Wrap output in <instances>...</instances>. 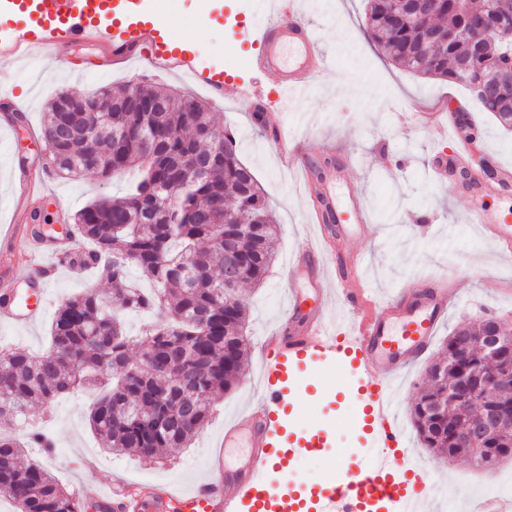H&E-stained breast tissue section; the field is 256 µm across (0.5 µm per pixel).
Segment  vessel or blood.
I'll use <instances>...</instances> for the list:
<instances>
[{
    "label": "vessel or blood",
    "mask_w": 512,
    "mask_h": 512,
    "mask_svg": "<svg viewBox=\"0 0 512 512\" xmlns=\"http://www.w3.org/2000/svg\"><path fill=\"white\" fill-rule=\"evenodd\" d=\"M162 0H0V66L28 57L50 55L85 43L99 50L103 63L129 61L147 54L157 73L176 74L223 97L232 86L223 63L213 61L198 43L183 39L173 19L161 13ZM299 0H274V15L258 40L253 66L274 74L281 94L305 96L323 70L315 30L297 20ZM473 145L460 139L454 151L434 158L429 170L444 183L468 171ZM48 174L35 167L23 170L19 190L24 198L39 195ZM512 188V169L498 166L493 178L470 173L460 191L478 198L500 195ZM335 219L324 241L345 240L371 222L362 192L346 171L329 169L320 185L316 220ZM468 221L512 255V212L484 205L474 207ZM318 247L307 244L296 264L314 290L315 307L305 310L296 291H289L285 321L264 340L257 402L225 424L221 452L212 457L207 477L194 488L176 492L159 486L130 485L99 493V512H423L427 501L441 493L425 477L407 482L398 473L406 451L396 423L391 382L430 352L433 339L448 316L455 297L446 285L424 280L404 282L395 294L370 300L363 286L364 261L337 252L334 273H325ZM14 285L0 290V320L30 326L43 315L48 284L65 267V255L33 249ZM340 296L352 316L343 325L327 324L322 311ZM334 368L346 376L345 387L366 420L367 453L355 463L337 459L336 471L318 490L294 492L288 504L274 500L267 489L273 472L290 466L293 456L316 454L327 442L319 433L288 437L289 395L302 391L303 376L313 366Z\"/></svg>",
    "instance_id": "vessel-or-blood-1"
}]
</instances>
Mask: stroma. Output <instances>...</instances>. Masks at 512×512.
<instances>
[{
	"mask_svg": "<svg viewBox=\"0 0 512 512\" xmlns=\"http://www.w3.org/2000/svg\"><path fill=\"white\" fill-rule=\"evenodd\" d=\"M223 3V17L212 23L199 19L201 0H165L164 14L177 21L180 34L191 36L216 58L243 57V64L228 68L239 91L234 101L209 100L206 91L176 75L146 76L137 62L103 71L97 50L87 45L66 47L53 56H33L20 66L0 69V86L10 88L29 106L26 130L0 120V236L24 235L32 224L29 211L12 207L13 168L44 157L40 128L46 104L58 90L87 94L102 86L116 90L148 83L208 100L214 125L236 138L239 157L253 169L279 224L278 256L265 283L240 291L248 313L244 331L248 371L257 374L263 340L282 320L297 252L314 223L295 169L284 164L272 136L251 120L250 106L259 99L285 111L286 132L301 140L312 159H322L321 142L342 144L338 156L364 189L373 218L364 234L346 239L343 247L363 256L367 284L376 297L388 296L412 278L447 276L457 301L434 338L437 349L456 326L476 318L493 317L512 327V260L497 256L468 224L473 199L460 197L455 183L430 181L427 161L436 152L450 150L452 142L417 124L412 115L426 111L437 120L448 110L466 108L482 131L483 149L506 165H512V132L504 130L491 113L481 111L462 86L394 66L365 36L364 0H302L299 16L317 30L326 59L324 73L307 97L284 98L274 76L257 75L250 65L258 50L257 35L271 10L270 0ZM123 187L120 179L105 183L90 176L73 180L53 176L45 194L32 204L43 208L55 225L60 219H72L76 210L98 197L120 196ZM111 289L105 279L65 270L50 287L49 308L57 310L65 299L87 290L107 293ZM50 324L47 317L28 328L0 322V338L15 348L42 353L50 345ZM425 369V363L414 365L394 385L398 421L408 431V454L402 465L443 484L444 496L433 503L434 512H470L472 503L486 496V470L463 458L448 461L431 456L409 429V408ZM334 376L331 370H309L304 394L289 407L292 431L323 429L329 434V448L292 465L314 488L330 476L337 449H359L364 444L359 406L350 395L332 392ZM256 394L254 386L242 383L217 397L210 424L191 446L167 449L154 463L135 455L114 456L100 448L87 421L88 406L96 395L93 388L60 397L48 408L34 407L27 419L41 424L55 440L56 450L47 460L52 473L67 489H81L88 499L116 481L190 487L206 474L213 438Z\"/></svg>",
	"mask_w": 512,
	"mask_h": 512,
	"instance_id": "stroma-1",
	"label": "stroma"
}]
</instances>
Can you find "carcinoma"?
<instances>
[{"instance_id": "obj_1", "label": "carcinoma", "mask_w": 512, "mask_h": 512, "mask_svg": "<svg viewBox=\"0 0 512 512\" xmlns=\"http://www.w3.org/2000/svg\"><path fill=\"white\" fill-rule=\"evenodd\" d=\"M421 19L405 16L397 0H367L370 38L391 60L426 78H449L470 89L481 77L512 68V54L490 42L457 70L467 40L451 50L435 35L461 25L454 0ZM476 19L512 0H469ZM110 112H63L59 91L46 106L41 137L50 164L65 178L73 168L100 180L138 171L122 197L99 198L80 209L74 231L83 245L69 266L99 272L112 294L86 291L67 298L51 324V348L41 355L0 347V497L17 512H89V504L59 483L46 462L24 459L13 423L32 405L48 406L59 395L87 386L100 388L88 408V423L114 454L133 453L154 461L166 448H185L209 424L212 400L234 388L245 371L246 306L238 287L263 283L277 247V224L253 170L238 156L234 137L216 129L208 107L194 97L161 86L126 85L113 94ZM506 130L512 129V88L475 98ZM159 112L146 111L147 106ZM79 122L89 134L58 145L62 126ZM204 169L198 171L194 163ZM241 264L235 287L224 286V254ZM136 267L146 288L128 281ZM149 311L159 318L139 336L128 335L119 311ZM496 325L483 319L455 327L441 354L426 370L428 383L411 409V425L422 447L437 456L470 452L469 432L488 405L512 415V381L493 384L502 359L483 350L481 337ZM137 347L139 358L130 357ZM481 403L464 412L448 400L462 376ZM495 462L512 457V431L482 441Z\"/></svg>"}]
</instances>
